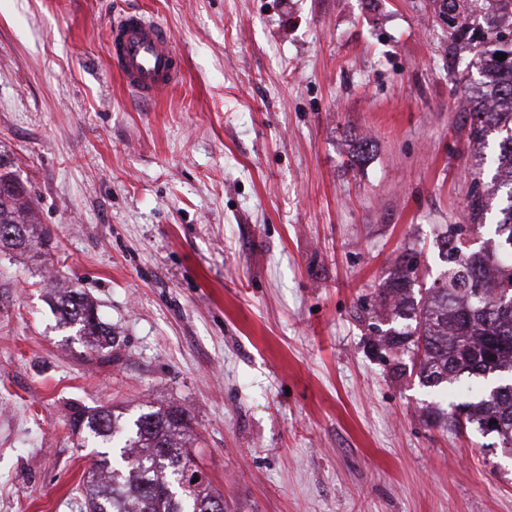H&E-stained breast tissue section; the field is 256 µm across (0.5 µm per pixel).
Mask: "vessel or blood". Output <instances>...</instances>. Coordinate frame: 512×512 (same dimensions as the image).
<instances>
[{
  "label": "vessel or blood",
  "mask_w": 512,
  "mask_h": 512,
  "mask_svg": "<svg viewBox=\"0 0 512 512\" xmlns=\"http://www.w3.org/2000/svg\"><path fill=\"white\" fill-rule=\"evenodd\" d=\"M107 43L110 70L141 99H158L182 76L172 34L154 17L122 14L111 24Z\"/></svg>",
  "instance_id": "1"
}]
</instances>
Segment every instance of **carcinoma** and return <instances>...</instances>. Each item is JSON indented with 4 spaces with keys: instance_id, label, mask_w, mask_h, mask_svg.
<instances>
[{
    "instance_id": "carcinoma-1",
    "label": "carcinoma",
    "mask_w": 512,
    "mask_h": 512,
    "mask_svg": "<svg viewBox=\"0 0 512 512\" xmlns=\"http://www.w3.org/2000/svg\"><path fill=\"white\" fill-rule=\"evenodd\" d=\"M475 0H441L449 28L459 33L458 19ZM487 48L476 58L475 122L468 139L481 146L495 133L500 138L493 163L506 174L507 205L491 229V237L475 250L467 237L485 227L484 194L473 190L466 205V224H451L440 237L441 281L417 297L412 289L414 260L396 266L382 294L396 313L412 321L404 332L386 336L390 349L412 341L419 355L422 385L439 388L469 382L494 381L496 393H475L455 405L448 424L476 429L497 438L512 453V27L492 26L482 36ZM505 53L503 61L495 54ZM29 201L21 187L0 176V249L22 250L37 225L27 220ZM60 319L90 336L96 349L112 339V326L103 322L85 292L68 288L54 304ZM73 425L85 439L103 449L87 480L90 512H202L199 504L217 492L193 466L195 440L185 412L149 409L128 419L109 408L74 409ZM120 449V461L109 457ZM198 481H193V478Z\"/></svg>"
}]
</instances>
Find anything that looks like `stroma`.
Returning <instances> with one entry per match:
<instances>
[{
  "mask_svg": "<svg viewBox=\"0 0 512 512\" xmlns=\"http://www.w3.org/2000/svg\"><path fill=\"white\" fill-rule=\"evenodd\" d=\"M439 5L0 0V174L46 233L0 252V512H87L74 404L185 410L224 512H512V460L431 414L464 388L381 342L394 268L430 286L473 188L488 223L505 200ZM131 11L181 57L151 102L107 65ZM63 286L110 349L60 323ZM59 295L54 307L64 324L76 327L80 336H93L92 342L87 341L92 349L104 348L103 341L112 340V327L101 320L93 301L76 288H66Z\"/></svg>",
  "mask_w": 512,
  "mask_h": 512,
  "instance_id": "obj_1",
  "label": "stroma"
}]
</instances>
